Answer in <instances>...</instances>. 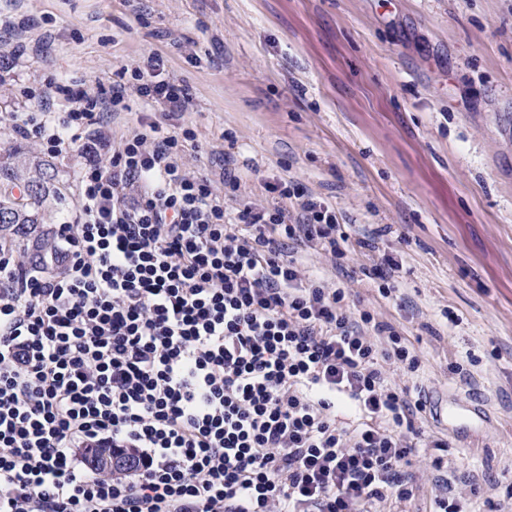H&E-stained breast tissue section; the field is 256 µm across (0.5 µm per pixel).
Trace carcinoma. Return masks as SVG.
Returning a JSON list of instances; mask_svg holds the SVG:
<instances>
[{"label": "carcinoma", "instance_id": "carcinoma-1", "mask_svg": "<svg viewBox=\"0 0 512 512\" xmlns=\"http://www.w3.org/2000/svg\"><path fill=\"white\" fill-rule=\"evenodd\" d=\"M66 190L54 161L20 145L0 152V248L31 271L62 264L56 222L64 219Z\"/></svg>", "mask_w": 512, "mask_h": 512}]
</instances>
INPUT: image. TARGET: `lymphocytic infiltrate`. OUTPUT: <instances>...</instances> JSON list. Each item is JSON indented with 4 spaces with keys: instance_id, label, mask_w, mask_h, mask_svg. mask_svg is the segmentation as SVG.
I'll list each match as a JSON object with an SVG mask.
<instances>
[{
    "instance_id": "f902f5d3",
    "label": "lymphocytic infiltrate",
    "mask_w": 512,
    "mask_h": 512,
    "mask_svg": "<svg viewBox=\"0 0 512 512\" xmlns=\"http://www.w3.org/2000/svg\"><path fill=\"white\" fill-rule=\"evenodd\" d=\"M163 121L112 120L121 90L74 96L46 76L26 88L16 130L52 156L79 148V212L59 225L66 271L36 276L0 256V512H396L423 489L421 399L388 370L418 371L401 335L352 312L296 247L330 260L347 235L328 203L269 182L268 205L236 204L164 127L192 98L160 64L132 67ZM67 109L50 105V97ZM134 449L106 477L87 453ZM432 512H477L455 467Z\"/></svg>"
}]
</instances>
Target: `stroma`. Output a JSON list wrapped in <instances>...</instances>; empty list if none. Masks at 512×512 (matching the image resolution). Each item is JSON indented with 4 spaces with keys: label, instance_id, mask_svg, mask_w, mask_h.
Instances as JSON below:
<instances>
[{
    "label": "stroma",
    "instance_id": "obj_1",
    "mask_svg": "<svg viewBox=\"0 0 512 512\" xmlns=\"http://www.w3.org/2000/svg\"><path fill=\"white\" fill-rule=\"evenodd\" d=\"M1 17L0 49L30 54L0 83V150L23 144L9 115L45 69L92 94L156 54L193 99L189 171L217 148L240 198L287 178L350 239L380 231L397 291L349 252L351 299L419 355L416 426L459 479H490L484 512H512V0H0ZM454 396L486 422L432 414Z\"/></svg>",
    "mask_w": 512,
    "mask_h": 512
}]
</instances>
